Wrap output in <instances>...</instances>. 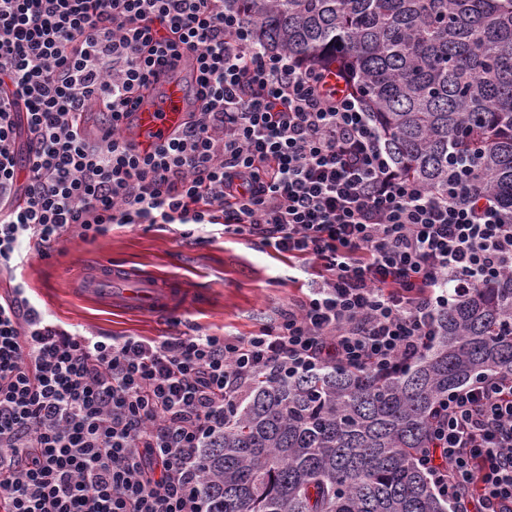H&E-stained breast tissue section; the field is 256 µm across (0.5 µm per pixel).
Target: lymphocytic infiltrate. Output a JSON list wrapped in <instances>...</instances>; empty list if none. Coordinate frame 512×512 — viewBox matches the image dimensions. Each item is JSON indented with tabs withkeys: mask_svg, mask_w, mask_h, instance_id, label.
<instances>
[{
	"mask_svg": "<svg viewBox=\"0 0 512 512\" xmlns=\"http://www.w3.org/2000/svg\"><path fill=\"white\" fill-rule=\"evenodd\" d=\"M181 60L200 107L140 154L127 109ZM97 102L110 127L92 140ZM134 224H220L323 280L255 335L157 341L71 334L9 279L0 512H206L197 451L256 379L389 373L450 299L512 272V221L478 172L444 196L399 176L364 102L262 49L227 0H0V269ZM432 441L455 512H512V373L449 392Z\"/></svg>",
	"mask_w": 512,
	"mask_h": 512,
	"instance_id": "obj_1",
	"label": "lymphocytic infiltrate"
}]
</instances>
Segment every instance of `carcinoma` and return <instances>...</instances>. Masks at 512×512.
<instances>
[{"label":"carcinoma","mask_w":512,"mask_h":512,"mask_svg":"<svg viewBox=\"0 0 512 512\" xmlns=\"http://www.w3.org/2000/svg\"><path fill=\"white\" fill-rule=\"evenodd\" d=\"M256 40L334 69L397 172L448 193L466 161L512 212V0H233ZM512 373V273L439 313L435 341L378 376L334 364L262 378L200 448L207 512H448L422 461L439 402Z\"/></svg>","instance_id":"carcinoma-1"}]
</instances>
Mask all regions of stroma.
<instances>
[{
	"mask_svg": "<svg viewBox=\"0 0 512 512\" xmlns=\"http://www.w3.org/2000/svg\"><path fill=\"white\" fill-rule=\"evenodd\" d=\"M112 262L182 281L191 298L175 313H115L80 296L72 276L82 264ZM27 296L65 329L89 336L157 339L188 332L249 336L280 320L311 287L315 266L258 242L224 233L220 224L117 227L94 241L70 233L49 257L28 253Z\"/></svg>",
	"mask_w": 512,
	"mask_h": 512,
	"instance_id": "35a3bbf8",
	"label": "stroma"
}]
</instances>
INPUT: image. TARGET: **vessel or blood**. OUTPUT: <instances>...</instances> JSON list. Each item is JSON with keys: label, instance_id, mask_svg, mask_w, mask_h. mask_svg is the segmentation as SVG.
Masks as SVG:
<instances>
[{"label": "vessel or blood", "instance_id": "1", "mask_svg": "<svg viewBox=\"0 0 512 512\" xmlns=\"http://www.w3.org/2000/svg\"><path fill=\"white\" fill-rule=\"evenodd\" d=\"M189 110L188 88L181 74H174L161 95L146 97L132 113L130 120L137 130L134 148L144 153L168 140L183 127ZM73 281L81 295L114 309L161 313L185 301L175 281L107 264L79 268Z\"/></svg>", "mask_w": 512, "mask_h": 512}]
</instances>
